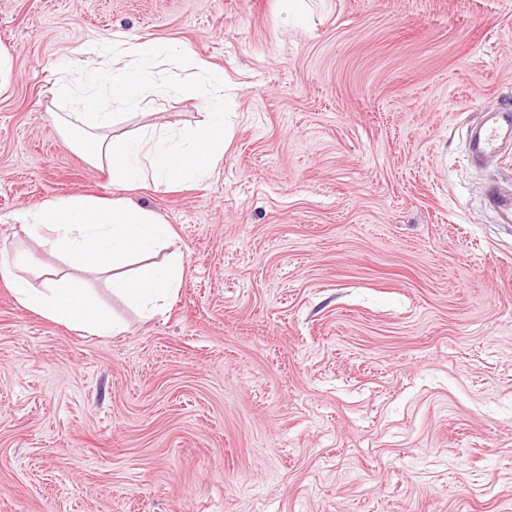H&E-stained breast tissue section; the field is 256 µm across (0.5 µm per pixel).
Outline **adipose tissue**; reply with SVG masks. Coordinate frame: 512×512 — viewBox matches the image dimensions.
<instances>
[{
  "label": "adipose tissue",
  "instance_id": "ef3b65f1",
  "mask_svg": "<svg viewBox=\"0 0 512 512\" xmlns=\"http://www.w3.org/2000/svg\"><path fill=\"white\" fill-rule=\"evenodd\" d=\"M98 68L71 61L56 79L55 99L74 104L71 112L50 118L66 148L83 153L94 168L106 172L114 184L156 190L180 180L202 181L224 154V74L206 69L200 80L173 83L183 97L203 98L206 110L199 123L164 133L142 127L136 135L117 134L101 110L98 85L107 84L112 96L137 104L157 85L154 68L161 55L188 57L186 48H162L134 40L101 39L93 47ZM30 236L40 239L58 256L83 271L109 274L112 290L139 307L146 316L161 314L183 281L179 254L157 264L150 257L167 244L171 231L159 215L117 197L60 196L36 208H23L11 217ZM22 255H0V278L17 302L48 320L74 331L108 336L117 323L95 300L83 282L45 269L41 286L21 273Z\"/></svg>",
  "mask_w": 512,
  "mask_h": 512
}]
</instances>
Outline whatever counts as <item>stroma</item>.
I'll return each instance as SVG.
<instances>
[{
  "label": "stroma",
  "mask_w": 512,
  "mask_h": 512,
  "mask_svg": "<svg viewBox=\"0 0 512 512\" xmlns=\"http://www.w3.org/2000/svg\"><path fill=\"white\" fill-rule=\"evenodd\" d=\"M224 72V156L122 188L65 148L52 85L99 38ZM0 250L69 265L7 215L48 198L156 210L182 286L146 317L89 279L119 334L21 308L0 280V512H512V0H0ZM181 128L198 100L105 99ZM490 114L470 144L476 159L498 152L506 140L512 139V107L502 106ZM487 201L502 224H512V192L492 188L487 194Z\"/></svg>",
  "instance_id": "1"
}]
</instances>
